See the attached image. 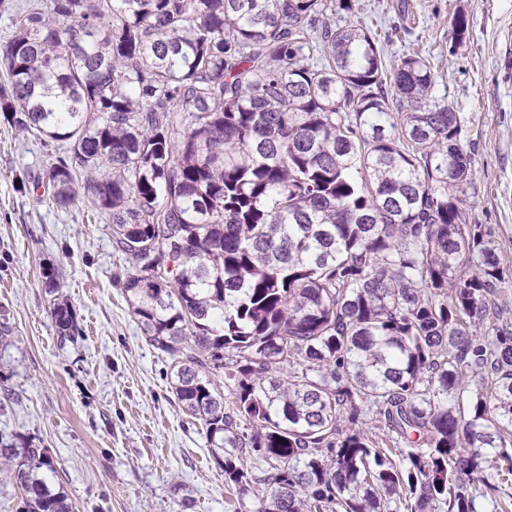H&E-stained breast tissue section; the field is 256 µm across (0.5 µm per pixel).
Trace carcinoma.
Here are the masks:
<instances>
[{
  "label": "carcinoma",
  "instance_id": "1",
  "mask_svg": "<svg viewBox=\"0 0 512 512\" xmlns=\"http://www.w3.org/2000/svg\"><path fill=\"white\" fill-rule=\"evenodd\" d=\"M353 10L27 0L0 113L71 143L52 203L109 213L131 312L242 512H507L512 323L461 117L425 58L389 67L333 20ZM0 471L23 512H75L47 449L0 436Z\"/></svg>",
  "mask_w": 512,
  "mask_h": 512
}]
</instances>
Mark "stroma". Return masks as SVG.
<instances>
[{
  "instance_id": "stroma-1",
  "label": "stroma",
  "mask_w": 512,
  "mask_h": 512,
  "mask_svg": "<svg viewBox=\"0 0 512 512\" xmlns=\"http://www.w3.org/2000/svg\"><path fill=\"white\" fill-rule=\"evenodd\" d=\"M348 21L379 34L386 63L425 55L435 93L459 112L477 193L470 222L497 232L512 277V0H353ZM469 23L457 43L449 20ZM67 144L0 117V433L48 449L76 512H237L199 421L170 387L123 291L128 260L87 197L60 209L45 173ZM82 330L60 344L43 273Z\"/></svg>"
}]
</instances>
